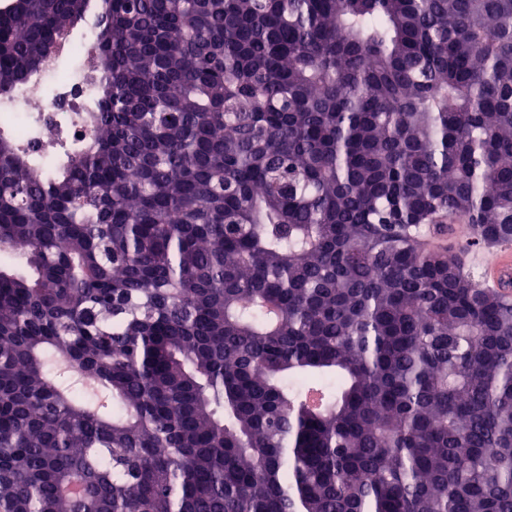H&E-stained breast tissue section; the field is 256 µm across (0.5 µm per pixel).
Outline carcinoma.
Listing matches in <instances>:
<instances>
[{
    "label": "carcinoma",
    "instance_id": "cac0c4a2",
    "mask_svg": "<svg viewBox=\"0 0 512 512\" xmlns=\"http://www.w3.org/2000/svg\"><path fill=\"white\" fill-rule=\"evenodd\" d=\"M90 0L0 10V97ZM54 172L0 131V512H512V0H104ZM468 263L479 270L483 286L498 288L512 276V245L510 242L501 243L491 257L473 250L468 255Z\"/></svg>",
    "mask_w": 512,
    "mask_h": 512
}]
</instances>
